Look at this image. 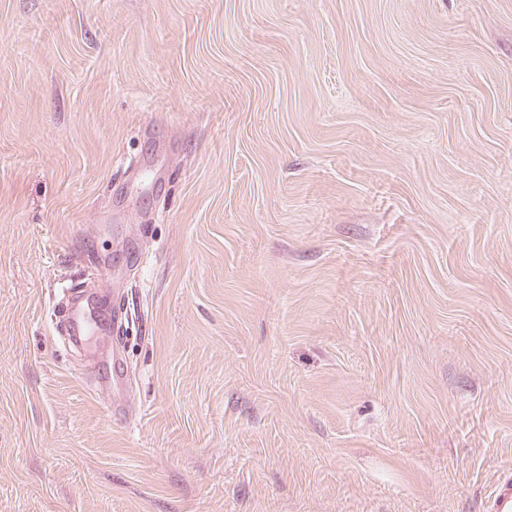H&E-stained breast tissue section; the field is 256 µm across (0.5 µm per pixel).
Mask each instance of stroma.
<instances>
[{"label":"stroma","instance_id":"1","mask_svg":"<svg viewBox=\"0 0 512 512\" xmlns=\"http://www.w3.org/2000/svg\"><path fill=\"white\" fill-rule=\"evenodd\" d=\"M507 466L512 0H0V512H484ZM63 288H68L70 298L65 304L66 324L64 335L69 337V343L75 346L82 341L85 332L89 327L91 316V307L88 302L85 303L86 288L81 284H71ZM102 358L103 353H101V356L97 358V361L94 367L92 368L93 370H91L93 374L91 381L92 390L96 393H108L111 391H118V384L122 379V373L120 371L121 358L114 353L112 354V378L104 374H101L96 370L97 364Z\"/></svg>","mask_w":512,"mask_h":512}]
</instances>
